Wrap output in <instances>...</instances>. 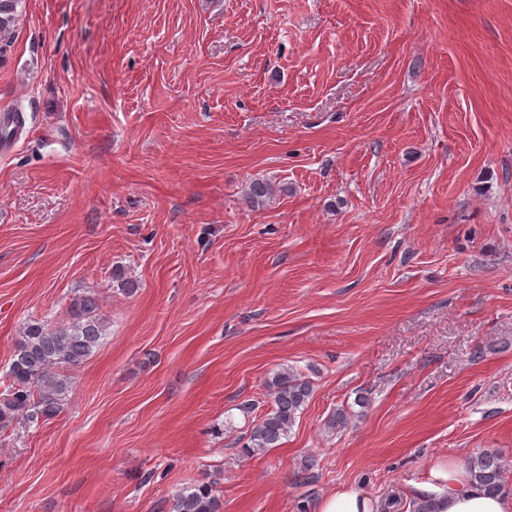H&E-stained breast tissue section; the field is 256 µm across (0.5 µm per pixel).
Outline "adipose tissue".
<instances>
[{
    "mask_svg": "<svg viewBox=\"0 0 512 512\" xmlns=\"http://www.w3.org/2000/svg\"><path fill=\"white\" fill-rule=\"evenodd\" d=\"M431 494L439 503V512H512V497L490 495L468 486L460 464L443 472L439 487Z\"/></svg>",
    "mask_w": 512,
    "mask_h": 512,
    "instance_id": "adipose-tissue-1",
    "label": "adipose tissue"
}]
</instances>
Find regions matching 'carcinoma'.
<instances>
[{
    "label": "carcinoma",
    "mask_w": 512,
    "mask_h": 512,
    "mask_svg": "<svg viewBox=\"0 0 512 512\" xmlns=\"http://www.w3.org/2000/svg\"><path fill=\"white\" fill-rule=\"evenodd\" d=\"M23 0H0V33H7L18 17ZM277 188L266 180H253L247 202L259 207ZM112 283L132 293L136 283L124 269H112ZM98 303L90 293L72 299L65 323L29 320L21 328L7 378L5 397L0 399V428L22 417L31 421L56 415L64 405L69 381L63 371L82 365L106 335V325L97 316ZM271 409L260 416L250 433L247 454L280 445L281 439L312 397L311 378L292 366H282L265 381ZM468 485L489 494L507 491L506 464L494 449H485L467 459ZM222 502L211 483L182 488L172 494L170 512H221Z\"/></svg>",
    "instance_id": "carcinoma-1"
}]
</instances>
